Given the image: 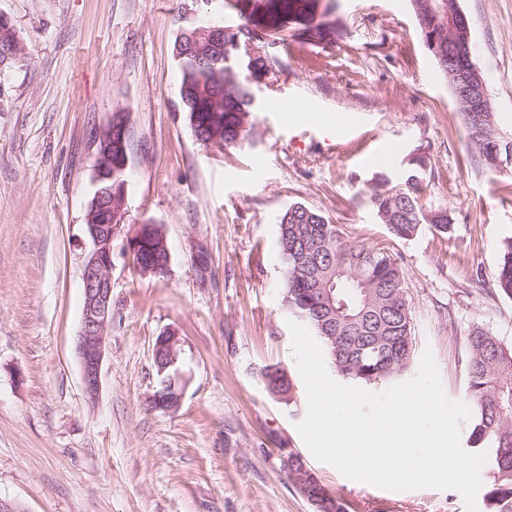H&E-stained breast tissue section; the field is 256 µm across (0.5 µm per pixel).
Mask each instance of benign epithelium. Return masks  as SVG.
<instances>
[{
	"instance_id": "7a95c632",
	"label": "benign epithelium",
	"mask_w": 512,
	"mask_h": 512,
	"mask_svg": "<svg viewBox=\"0 0 512 512\" xmlns=\"http://www.w3.org/2000/svg\"><path fill=\"white\" fill-rule=\"evenodd\" d=\"M448 7L439 14L442 36L457 44L467 43L471 30L466 16L457 0H447ZM459 91V101L464 112H489L491 106L484 82L475 68L461 62L450 73ZM144 225L129 233L124 224H87L85 235L90 248L83 255L81 282L83 285V308L81 327L76 343L83 392L90 405L98 402L101 392L102 365L109 341L112 324V243L118 238L129 243L142 237ZM180 337L172 329L161 331L153 347V358L164 362L159 372L179 362ZM183 391L174 388L152 396L158 410L172 413L178 409ZM295 488L315 506H322L323 488L316 474L303 467L290 472Z\"/></svg>"
}]
</instances>
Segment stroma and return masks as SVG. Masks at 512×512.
<instances>
[{"label":"stroma","instance_id":"35a3bbf8","mask_svg":"<svg viewBox=\"0 0 512 512\" xmlns=\"http://www.w3.org/2000/svg\"><path fill=\"white\" fill-rule=\"evenodd\" d=\"M474 58L512 142V0H458ZM27 46L0 70V497L25 512H315L283 470L296 449L348 512H467L452 489L390 491L318 461L296 429L307 414L284 307L280 214L322 213L351 245H390L405 272L413 378L432 351L445 394L464 397L467 338L480 327L512 346V299L498 293L500 242L512 237V158L466 161L468 137L409 0H338L336 36L289 41L282 72L255 90L243 146L196 141L179 110L173 54L183 23L224 20V0H0ZM294 95L312 117L275 104ZM123 113L130 135L126 222L162 225L165 277L112 268L102 389L88 405L75 343L83 225L96 185L97 134ZM337 113L354 123L319 133ZM390 170L422 148V201L447 206L452 235L423 227L390 240L368 207L381 147ZM209 257L206 281L193 267ZM176 329L188 378L179 409L154 410L158 334ZM285 367L293 405L262 373Z\"/></svg>","mask_w":512,"mask_h":512}]
</instances>
